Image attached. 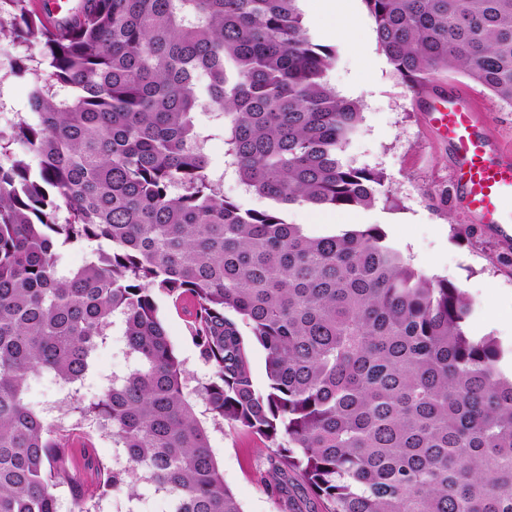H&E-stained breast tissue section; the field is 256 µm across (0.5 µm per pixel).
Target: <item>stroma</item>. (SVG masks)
<instances>
[{"instance_id":"obj_1","label":"stroma","mask_w":512,"mask_h":512,"mask_svg":"<svg viewBox=\"0 0 512 512\" xmlns=\"http://www.w3.org/2000/svg\"><path fill=\"white\" fill-rule=\"evenodd\" d=\"M304 24L312 39L336 49L328 81L343 97L359 102L362 122L344 150L358 166L382 172L389 202L356 211H327L315 217L313 208L292 207L288 223L303 225L312 235L336 226L361 228L379 225L388 243L417 270L448 280L472 299L466 320L468 335L494 337L502 351L499 367L512 376V243H502L492 229L468 222L455 205L448 147L425 120L426 104L414 96L379 47L363 0H351L355 26L348 34H328L318 18V0H301ZM159 318L179 359L193 381L211 373L199 358L184 318L164 296H157ZM127 365L121 337L100 347L95 368L79 386L83 402L96 400L113 373ZM30 399L45 410L50 421L71 424L66 393L44 376L32 380ZM213 451L224 481L236 495L243 512H323L321 503L306 488H290V504L282 506L269 489L272 451L241 429L212 430Z\"/></svg>"}]
</instances>
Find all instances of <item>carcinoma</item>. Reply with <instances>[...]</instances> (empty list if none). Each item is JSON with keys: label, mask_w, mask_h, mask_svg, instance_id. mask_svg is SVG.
Returning a JSON list of instances; mask_svg holds the SVG:
<instances>
[{"label": "carcinoma", "mask_w": 512, "mask_h": 512, "mask_svg": "<svg viewBox=\"0 0 512 512\" xmlns=\"http://www.w3.org/2000/svg\"><path fill=\"white\" fill-rule=\"evenodd\" d=\"M299 2L0 0L9 73L36 76L34 118L0 126V512H61V487L69 512H99L143 482L171 512H242L202 416L269 443L271 491L292 472L324 512H512V378L496 340L467 334L470 297L377 224L309 236L283 217L386 196L343 158L360 107L328 83L336 52ZM363 2L412 89L461 72L512 107V0ZM204 104L224 172L268 208L224 196ZM75 246L83 265L61 266ZM158 295L212 368L194 400ZM116 329L130 364L84 404ZM37 376L74 423L28 399ZM98 435L122 462L99 459ZM249 359L253 384L256 389L263 390L268 382L266 353L258 344H250Z\"/></svg>", "instance_id": "obj_1"}]
</instances>
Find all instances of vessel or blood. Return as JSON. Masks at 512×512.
I'll use <instances>...</instances> for the list:
<instances>
[{"instance_id":"obj_1","label":"vessel or blood","mask_w":512,"mask_h":512,"mask_svg":"<svg viewBox=\"0 0 512 512\" xmlns=\"http://www.w3.org/2000/svg\"><path fill=\"white\" fill-rule=\"evenodd\" d=\"M423 96L435 129L448 143L460 210L471 222L492 227L500 238H512V148L487 138V107L464 89L444 98L427 87Z\"/></svg>"}]
</instances>
